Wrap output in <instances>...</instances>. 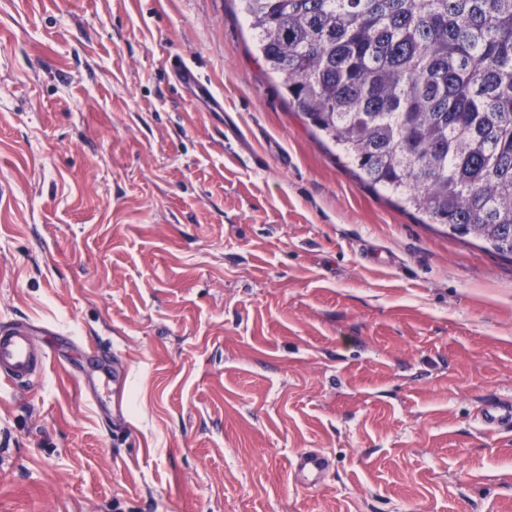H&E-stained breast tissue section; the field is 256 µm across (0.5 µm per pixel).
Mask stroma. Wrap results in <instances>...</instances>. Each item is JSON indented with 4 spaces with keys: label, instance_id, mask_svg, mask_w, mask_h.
Masks as SVG:
<instances>
[{
    "label": "stroma",
    "instance_id": "stroma-1",
    "mask_svg": "<svg viewBox=\"0 0 512 512\" xmlns=\"http://www.w3.org/2000/svg\"><path fill=\"white\" fill-rule=\"evenodd\" d=\"M18 321L53 351L0 384V512H512L478 419L512 399V259L360 182L238 0H0ZM330 468V460L316 451L300 454L293 465L295 479L307 486L319 485Z\"/></svg>",
    "mask_w": 512,
    "mask_h": 512
}]
</instances>
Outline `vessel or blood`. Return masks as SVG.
<instances>
[{
    "mask_svg": "<svg viewBox=\"0 0 512 512\" xmlns=\"http://www.w3.org/2000/svg\"><path fill=\"white\" fill-rule=\"evenodd\" d=\"M49 355L33 340L23 322L0 326V382L14 385L30 381L45 368ZM480 422L491 433L512 429V401H491L484 407ZM331 468L330 460L315 451L300 454L293 465L298 482L319 485Z\"/></svg>",
    "mask_w": 512,
    "mask_h": 512,
    "instance_id": "b4317fda",
    "label": "vessel or blood"
}]
</instances>
